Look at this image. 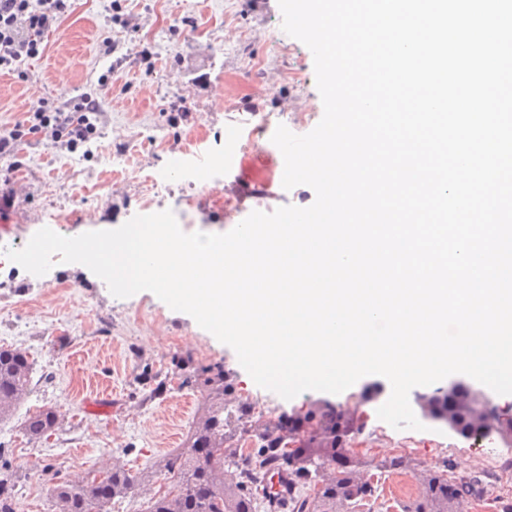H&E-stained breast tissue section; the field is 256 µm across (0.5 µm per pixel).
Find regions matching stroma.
<instances>
[{
  "instance_id": "1",
  "label": "stroma",
  "mask_w": 512,
  "mask_h": 512,
  "mask_svg": "<svg viewBox=\"0 0 512 512\" xmlns=\"http://www.w3.org/2000/svg\"><path fill=\"white\" fill-rule=\"evenodd\" d=\"M282 20L278 0H72L45 36L43 55L25 64V77L0 73V130L39 101L88 96L102 107L97 133L73 149L34 138L0 159V248L26 245L44 227L73 237L166 209L187 213L183 232L223 234L228 206L245 216L310 206L311 187L283 188L281 152L267 134L260 151L238 158L211 189L201 190L192 175L211 151L223 150L230 116L302 113L305 134L321 120L313 55ZM109 40L121 45V67L104 52ZM140 174L156 180L153 200L142 195ZM186 196L193 200L187 210ZM219 196L228 206L216 204ZM7 345L25 349L33 363L32 394L0 420V458L25 512H53V480L78 482L115 463L138 483L114 499L111 512H147L168 484L162 461L182 448L201 413L199 391L181 384L190 365L224 364L243 393L259 390L234 350L190 315L148 291L113 297L76 263L55 262L42 276L0 263V346ZM145 371L165 380L160 395L142 381ZM46 406L58 425L31 441L23 422ZM377 409L369 405L367 425L351 443L357 456L384 460L382 431L418 441L408 469L392 476L398 489L390 512L419 498L421 470L448 465L455 476L470 474L473 441L434 422L398 430Z\"/></svg>"
}]
</instances>
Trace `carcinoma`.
<instances>
[{
	"label": "carcinoma",
	"instance_id": "1",
	"mask_svg": "<svg viewBox=\"0 0 512 512\" xmlns=\"http://www.w3.org/2000/svg\"><path fill=\"white\" fill-rule=\"evenodd\" d=\"M32 364L26 352L0 347V420L12 414L31 392ZM183 384L203 391L202 412L183 448L165 462L171 487L151 498L148 512H260L273 510L265 481L276 467L288 471L291 512H336L339 505H356L374 496L377 487L365 479L361 461L350 454L351 437L367 424V406L384 387L375 382L362 391L363 401H307L289 414L281 411L251 425L255 446L244 453L238 433L248 425L249 404L244 400L226 408L236 388V376L218 363L198 365ZM423 416L475 440L497 436L512 445V403L494 402L483 391L468 388L455 401L448 391L420 394L415 399ZM57 425L52 408L38 410L24 421L31 440L43 438ZM296 444L289 451L286 445ZM105 478H87L79 485L52 486L54 512H108L117 497L127 495L137 479L123 468L110 466ZM422 496L402 506V512H464V506L488 492L480 473L450 478L438 471L420 475ZM14 475L0 469V512H15Z\"/></svg>",
	"mask_w": 512,
	"mask_h": 512
}]
</instances>
